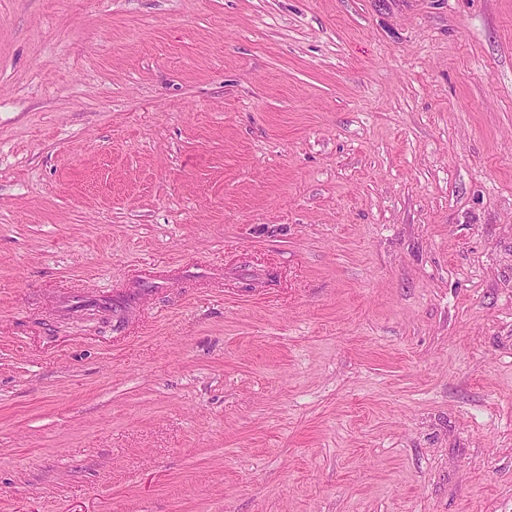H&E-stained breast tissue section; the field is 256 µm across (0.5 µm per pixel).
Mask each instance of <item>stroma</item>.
I'll use <instances>...</instances> for the list:
<instances>
[{
	"label": "stroma",
	"instance_id": "35a3bbf8",
	"mask_svg": "<svg viewBox=\"0 0 512 512\" xmlns=\"http://www.w3.org/2000/svg\"><path fill=\"white\" fill-rule=\"evenodd\" d=\"M0 512H512V0H0Z\"/></svg>",
	"mask_w": 512,
	"mask_h": 512
}]
</instances>
